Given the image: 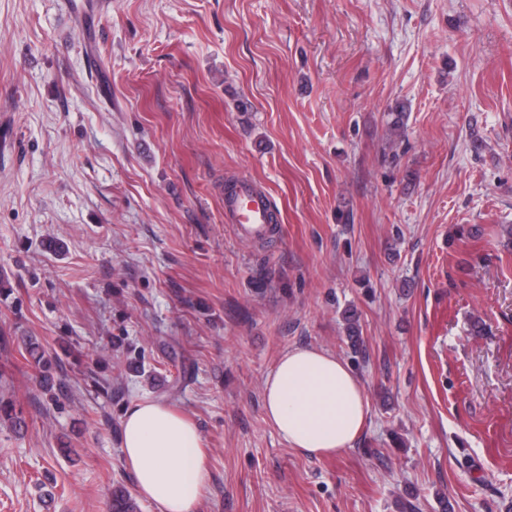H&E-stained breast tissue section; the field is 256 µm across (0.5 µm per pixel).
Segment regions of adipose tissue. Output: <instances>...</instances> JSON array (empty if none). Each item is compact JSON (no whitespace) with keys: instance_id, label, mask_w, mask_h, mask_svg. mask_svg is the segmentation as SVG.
I'll use <instances>...</instances> for the list:
<instances>
[{"instance_id":"obj_1","label":"adipose tissue","mask_w":512,"mask_h":512,"mask_svg":"<svg viewBox=\"0 0 512 512\" xmlns=\"http://www.w3.org/2000/svg\"><path fill=\"white\" fill-rule=\"evenodd\" d=\"M265 419L288 446L313 456L352 448L369 412L361 381L336 355L297 347L263 382ZM120 448L138 494L158 512H197L209 482L197 426L163 402L138 399L122 419Z\"/></svg>"}]
</instances>
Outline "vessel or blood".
<instances>
[{"instance_id": "vessel-or-blood-1", "label": "vessel or blood", "mask_w": 512, "mask_h": 512, "mask_svg": "<svg viewBox=\"0 0 512 512\" xmlns=\"http://www.w3.org/2000/svg\"><path fill=\"white\" fill-rule=\"evenodd\" d=\"M271 212L267 194L245 177L239 180L234 197L224 206L225 218L235 236L249 241L272 238Z\"/></svg>"}]
</instances>
